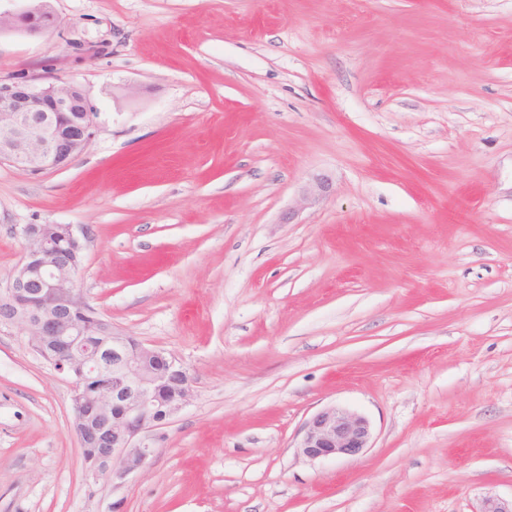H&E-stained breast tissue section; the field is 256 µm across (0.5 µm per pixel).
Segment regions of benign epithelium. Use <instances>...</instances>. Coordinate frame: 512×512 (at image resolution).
<instances>
[{
  "label": "benign epithelium",
  "instance_id": "obj_1",
  "mask_svg": "<svg viewBox=\"0 0 512 512\" xmlns=\"http://www.w3.org/2000/svg\"><path fill=\"white\" fill-rule=\"evenodd\" d=\"M48 13L43 0L0 11V33ZM99 113L73 82L36 86L21 77L0 82V164L26 174L68 167L91 143ZM315 179L301 193L303 209L325 195ZM25 257L0 291V322L29 337L35 351L73 383L71 431L87 471L122 482L155 452L151 431L188 403L192 380L183 364L112 329L77 287L83 244L70 224L19 229ZM369 421L330 406L304 425L298 448L309 460L352 457L369 447Z\"/></svg>",
  "mask_w": 512,
  "mask_h": 512
}]
</instances>
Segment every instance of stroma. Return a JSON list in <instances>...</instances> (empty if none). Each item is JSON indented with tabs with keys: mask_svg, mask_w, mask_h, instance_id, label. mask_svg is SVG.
<instances>
[{
	"mask_svg": "<svg viewBox=\"0 0 512 512\" xmlns=\"http://www.w3.org/2000/svg\"><path fill=\"white\" fill-rule=\"evenodd\" d=\"M49 5L0 81L77 83L100 127L66 168L0 165V289L20 227L72 225L90 305L192 397L143 471L91 475L70 378L0 323V512L511 502L512 0ZM334 405L370 446L309 460Z\"/></svg>",
	"mask_w": 512,
	"mask_h": 512,
	"instance_id": "stroma-1",
	"label": "stroma"
}]
</instances>
